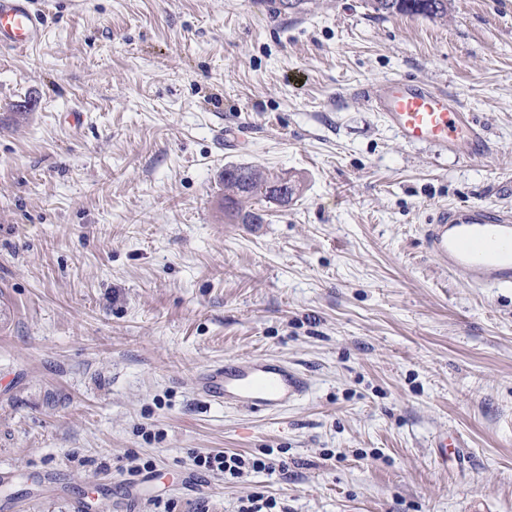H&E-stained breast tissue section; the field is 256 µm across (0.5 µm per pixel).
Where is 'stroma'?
Wrapping results in <instances>:
<instances>
[{"label": "stroma", "instance_id": "1", "mask_svg": "<svg viewBox=\"0 0 512 512\" xmlns=\"http://www.w3.org/2000/svg\"><path fill=\"white\" fill-rule=\"evenodd\" d=\"M38 0L0 50V512H512V289L428 255L442 207L512 209V0ZM456 93L491 154L409 145L360 89ZM86 115L66 122L70 108ZM296 180L224 215V168ZM310 381L270 416L197 389L224 360ZM457 435L440 466L435 433ZM287 451L227 483L192 455ZM151 461L144 499L130 457ZM44 16L33 0H0V47L24 49L40 42ZM367 5L377 17L407 14L443 18L448 14V0H368ZM278 507L275 498L266 496L264 492L257 491L240 501L238 512H278L274 509Z\"/></svg>", "mask_w": 512, "mask_h": 512}]
</instances>
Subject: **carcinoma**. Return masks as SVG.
I'll return each mask as SVG.
<instances>
[{
    "label": "carcinoma",
    "instance_id": "obj_1",
    "mask_svg": "<svg viewBox=\"0 0 512 512\" xmlns=\"http://www.w3.org/2000/svg\"><path fill=\"white\" fill-rule=\"evenodd\" d=\"M367 5L377 17L395 14L422 15L443 18L448 14V0H367ZM281 182L278 175L261 173L245 164L224 168V213L243 224H259L262 215L244 212L239 207V197H253L259 201L283 205L275 185Z\"/></svg>",
    "mask_w": 512,
    "mask_h": 512
}]
</instances>
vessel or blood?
I'll use <instances>...</instances> for the list:
<instances>
[{"instance_id":"b4317fda","label":"vessel or blood","mask_w":512,"mask_h":512,"mask_svg":"<svg viewBox=\"0 0 512 512\" xmlns=\"http://www.w3.org/2000/svg\"><path fill=\"white\" fill-rule=\"evenodd\" d=\"M44 16L33 0H0V47L24 49L40 42ZM384 123L407 144H427L461 158L492 147L484 128L456 95L406 77L363 88ZM423 238L434 261L465 273L478 288H512V211L491 203L441 208ZM304 374L277 358H234L202 377L200 390L228 408L276 414L307 395Z\"/></svg>"}]
</instances>
